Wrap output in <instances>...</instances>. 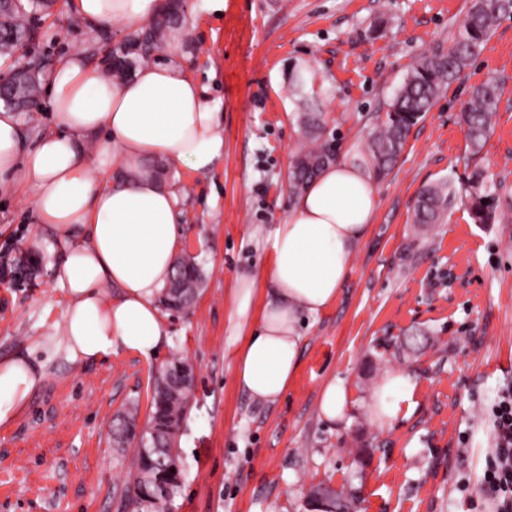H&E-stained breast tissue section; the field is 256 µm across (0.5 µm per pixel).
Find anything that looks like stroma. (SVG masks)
<instances>
[{
  "mask_svg": "<svg viewBox=\"0 0 512 512\" xmlns=\"http://www.w3.org/2000/svg\"><path fill=\"white\" fill-rule=\"evenodd\" d=\"M180 26L168 55L219 100L224 154L200 175L155 164L179 194L180 247L205 285L191 310L165 312L167 336L145 358L115 347L110 359L68 361L65 291L53 272L25 279L37 240L35 191L0 194V357H31L44 374L26 411L0 424V512H123L127 468L110 436L116 413L149 418L154 370L174 357L196 370L177 437L181 487L170 512H307L305 493L353 481L360 512H495L482 481L493 462L491 407L512 387V222L474 223L455 206L423 235L413 222L422 185L471 183L473 170L512 199V15L498 20L481 55L413 127L395 169L376 181L379 205L335 301L300 327L298 371L273 404L235 382L239 349L260 317L272 264L267 238L285 223L288 168L301 138L288 87L295 71L320 93L327 133L352 160L412 65L445 46L470 0H175ZM22 48L44 76L71 53L103 69L131 27L87 26L56 0L37 14ZM498 83L494 131L471 156L459 115L470 89ZM256 278L247 317L235 314L240 275ZM456 284H449V276ZM405 371L415 407L389 424L368 417L378 378ZM352 393L343 420L319 411L324 385ZM379 447L372 457L351 451Z\"/></svg>",
  "mask_w": 512,
  "mask_h": 512,
  "instance_id": "stroma-1",
  "label": "stroma"
}]
</instances>
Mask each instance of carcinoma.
<instances>
[{
  "mask_svg": "<svg viewBox=\"0 0 512 512\" xmlns=\"http://www.w3.org/2000/svg\"><path fill=\"white\" fill-rule=\"evenodd\" d=\"M54 2L0 0V50L7 52L28 42L30 17L49 10ZM506 14H512V0H470L469 10L451 43L421 57L389 99L384 117L379 119L356 159L358 166L368 169L375 179L383 178L394 168L412 128L448 86L459 79L470 61L482 52L495 23ZM176 24L177 18L169 13L115 49L112 55L122 60L123 65L115 68L114 75L123 77L127 74L130 57L143 63L156 59L167 44L169 29ZM292 93L297 98L302 135L288 174V190L295 195L325 166L337 162L339 154L337 143L325 137L318 101L307 91L306 79L300 71L294 76ZM40 94L41 80L38 77L11 92L13 98L25 105L38 101ZM499 99L500 87L494 81H487L470 91L460 119L467 128L469 149L474 156L481 153L492 131ZM458 195L460 191L448 181L423 186L414 207L413 223L427 230L445 223ZM467 207L476 224H499L507 220L506 211L512 209L503 202L498 189L487 186L467 196ZM203 284V271L195 257L188 254L179 257L162 306L176 311L191 308ZM191 374L193 364L187 359L175 358L153 377L150 426L142 432L133 430L137 422L135 412L129 411L114 419L112 447L136 444L127 471L123 502L126 512H145L148 508L153 512H166L167 505L180 488V474L167 469L171 458L179 456V452L174 448L175 438L165 426L170 418L181 420L186 416L191 390L182 387L181 379ZM307 497L327 512H355L356 497L344 489L320 483L308 489Z\"/></svg>",
  "mask_w": 512,
  "mask_h": 512,
  "instance_id": "carcinoma-1",
  "label": "carcinoma"
}]
</instances>
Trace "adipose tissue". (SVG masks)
I'll return each instance as SVG.
<instances>
[{
	"mask_svg": "<svg viewBox=\"0 0 512 512\" xmlns=\"http://www.w3.org/2000/svg\"><path fill=\"white\" fill-rule=\"evenodd\" d=\"M70 7L91 27L142 26L172 10L170 0ZM49 92L53 129L33 141L0 107V191L35 190L41 258L67 298L68 360L94 363L118 345L150 357L165 336L160 301L183 229L176 191L148 164L210 172L224 152L218 104L170 57L118 81L75 54L55 69ZM113 161L119 176L98 183L94 165ZM377 206L372 175L348 162L326 166L295 196L273 232L271 286L236 362V381L252 399L274 403L286 394L299 365L298 326L335 301ZM41 382L28 357L0 358V423L17 418ZM413 397L409 373L385 374L369 399L372 416L392 422Z\"/></svg>",
	"mask_w": 512,
	"mask_h": 512,
	"instance_id": "adipose-tissue-1",
	"label": "adipose tissue"
}]
</instances>
